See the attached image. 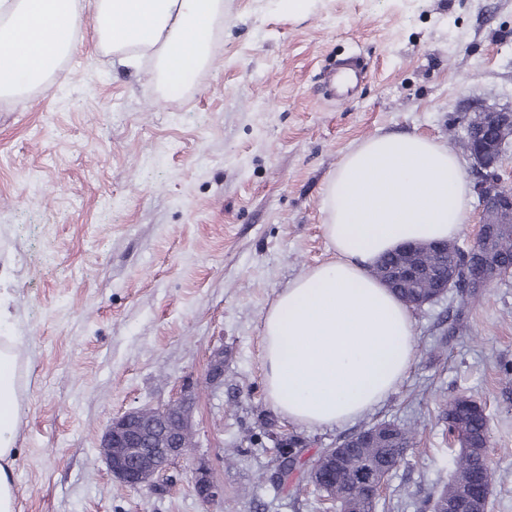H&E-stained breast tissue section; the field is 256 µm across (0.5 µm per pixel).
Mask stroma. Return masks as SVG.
Instances as JSON below:
<instances>
[{
	"mask_svg": "<svg viewBox=\"0 0 512 512\" xmlns=\"http://www.w3.org/2000/svg\"><path fill=\"white\" fill-rule=\"evenodd\" d=\"M212 63L164 96L155 62L131 69L92 31L47 85L0 98V336L21 339L12 478L17 512H322L272 481L265 423L305 441L296 477L345 436L419 424L375 512H429L457 452L448 398L485 404L489 512H512V277L469 303L412 312L416 361L358 421L280 420L267 397L262 325L278 292L332 257L329 177L355 145L415 133L456 150L468 106L512 109V0H224ZM363 57L351 96L325 88ZM224 350V381L208 357ZM191 384L196 446L154 487L115 481L99 439L134 407ZM224 486L202 504L198 459Z\"/></svg>",
	"mask_w": 512,
	"mask_h": 512,
	"instance_id": "1",
	"label": "stroma"
}]
</instances>
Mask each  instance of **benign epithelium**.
Segmentation results:
<instances>
[{
	"mask_svg": "<svg viewBox=\"0 0 512 512\" xmlns=\"http://www.w3.org/2000/svg\"><path fill=\"white\" fill-rule=\"evenodd\" d=\"M511 139L512 110L473 107L472 115L464 123L461 140L473 159L474 192L480 212L478 235L465 247L453 241L404 244L398 250L402 257L398 266L379 268L378 278L382 283L395 292L415 284H427V292L417 300V305L422 306L448 292L454 273L440 257L457 251L480 266L481 275L472 287L474 293L512 275V264L502 263L483 247L485 238L496 236L502 227L512 224V187L500 175L503 154ZM223 378L224 349L218 347L209 356L207 380L217 386ZM194 406V392L187 386L176 399L162 407L132 408L113 418L99 441L101 456L112 477L132 488L149 487L159 473L185 457L189 453L185 437L194 433ZM397 439L395 428L360 429L325 449L308 477L315 480L324 473L346 472L347 448H390ZM454 441L459 447L479 454L482 460H490L487 441H475L465 435L455 436ZM114 448H123L125 453L114 455ZM391 472L392 466L384 461L368 465L358 473L356 485L364 489L366 497L376 499ZM193 488L204 504L224 496V487L214 479L210 464L204 459L194 468ZM431 512H488V501L481 496L457 493L449 486L434 497Z\"/></svg>",
	"mask_w": 512,
	"mask_h": 512,
	"instance_id": "1",
	"label": "benign epithelium"
}]
</instances>
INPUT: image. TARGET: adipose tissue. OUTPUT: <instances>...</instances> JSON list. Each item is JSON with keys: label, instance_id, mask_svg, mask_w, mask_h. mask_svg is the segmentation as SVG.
<instances>
[{"label": "adipose tissue", "instance_id": "obj_1", "mask_svg": "<svg viewBox=\"0 0 512 512\" xmlns=\"http://www.w3.org/2000/svg\"><path fill=\"white\" fill-rule=\"evenodd\" d=\"M224 0H0V96L46 84L91 21L101 49L157 64L164 90L211 62ZM461 159L432 138L380 133L344 155L323 197L330 261L283 289L263 323L267 395L309 427L357 421L397 391L415 362L410 310L370 274L407 241L457 237L470 211ZM17 357L0 345V512H15L11 465Z\"/></svg>", "mask_w": 512, "mask_h": 512}]
</instances>
